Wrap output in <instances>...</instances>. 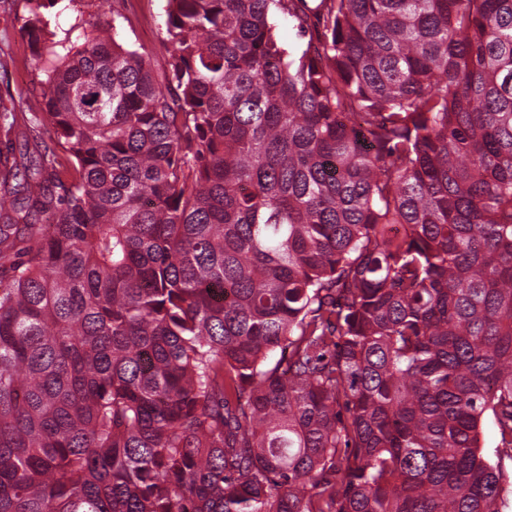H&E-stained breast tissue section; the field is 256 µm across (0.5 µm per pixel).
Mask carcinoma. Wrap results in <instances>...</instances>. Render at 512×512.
<instances>
[{
  "instance_id": "carcinoma-1",
  "label": "carcinoma",
  "mask_w": 512,
  "mask_h": 512,
  "mask_svg": "<svg viewBox=\"0 0 512 512\" xmlns=\"http://www.w3.org/2000/svg\"><path fill=\"white\" fill-rule=\"evenodd\" d=\"M305 2L167 0L160 68L30 10L0 512H501L512 0H320L294 55ZM276 33L284 47L290 52H301L305 48L306 43L309 39V35H299L297 29L293 27V24L288 21V18L283 16H276ZM497 445V436L494 424L490 417L484 420L482 432L480 435V446L483 447L485 453L490 455L494 461H499V465L506 476V482L504 484V507L502 512H512V459L507 456L497 458L495 449Z\"/></svg>"
}]
</instances>
